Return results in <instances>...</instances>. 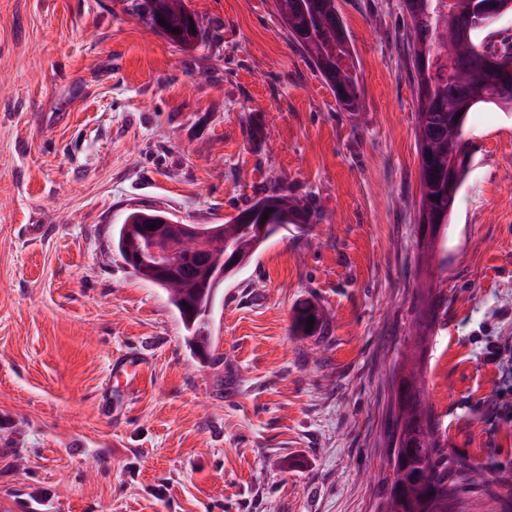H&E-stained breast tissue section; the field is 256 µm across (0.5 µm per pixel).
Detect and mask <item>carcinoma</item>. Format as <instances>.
Wrapping results in <instances>:
<instances>
[{
	"instance_id": "1",
	"label": "carcinoma",
	"mask_w": 512,
	"mask_h": 512,
	"mask_svg": "<svg viewBox=\"0 0 512 512\" xmlns=\"http://www.w3.org/2000/svg\"><path fill=\"white\" fill-rule=\"evenodd\" d=\"M403 7L409 18L407 34L413 46L412 62L416 71L415 136L417 144L424 145L431 156L437 171L433 177L419 179V209L429 211L435 223L447 224L467 175L462 170L454 179H448L452 153L448 141L454 139L459 146L466 144L462 134L452 128L453 113H469L479 105L512 110V101L501 99L497 75L486 65L492 57L500 68H511L512 48L499 50L485 45L478 49L473 40L472 15L462 4L456 7L445 0H403ZM273 8L291 41L309 54L329 89H337L335 97L341 107L347 112L360 111L362 89L336 0H273ZM146 10L151 23L165 20L161 32L184 47L192 46L205 35L200 18L187 8L185 0H146ZM450 27L457 33L454 54L467 66L463 73L456 71L442 53ZM175 29L180 33H173ZM269 208L273 213L262 219ZM240 213L250 215L251 220L241 224L235 217L222 225V240L224 250L237 251L242 267L268 239L288 229V225L310 224L316 218L308 205L288 196L282 188L264 192ZM262 223L269 228L261 240L254 226ZM132 231L133 225L124 223L112 238L113 249L121 256ZM223 283L224 279L217 277L211 287L197 290L191 281L179 288H172L165 281L155 283L166 292L190 334L188 341L200 352L206 351L209 337L203 334L199 322L212 308ZM310 317L315 320L311 328L307 327ZM295 325L306 336L320 335L326 328V319L315 306L306 304L297 312ZM423 396L424 384L420 372L416 371L410 378L402 406L408 463L406 468L391 472L387 496L390 512H416L418 506H425L430 512H460L457 489L473 482L472 474L478 466L460 462L454 470H448L445 448Z\"/></svg>"
}]
</instances>
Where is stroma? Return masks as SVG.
<instances>
[{"label": "stroma", "mask_w": 512, "mask_h": 512, "mask_svg": "<svg viewBox=\"0 0 512 512\" xmlns=\"http://www.w3.org/2000/svg\"><path fill=\"white\" fill-rule=\"evenodd\" d=\"M0 0V512H379L393 380L417 333L419 156L401 0H337L344 111L272 0ZM469 171L430 274L422 371L464 504L512 498V112H470ZM275 184L319 213L220 288L193 351L112 248L131 209L222 224ZM329 327L292 329L298 307ZM146 369L124 397L112 363ZM123 402L114 415V402ZM145 1L147 16L152 25L158 23L161 32L173 41L184 47H192L205 35L200 18L187 8L184 0ZM160 19L166 20L168 27L162 25ZM191 25H194L195 32H192ZM174 29H179L180 34L173 33ZM316 306L306 304L300 307L295 317V325L305 336H315L316 334H322L326 328V319L323 313H319ZM310 317H314L316 323L313 328H307V320Z\"/></svg>", "instance_id": "stroma-1"}]
</instances>
